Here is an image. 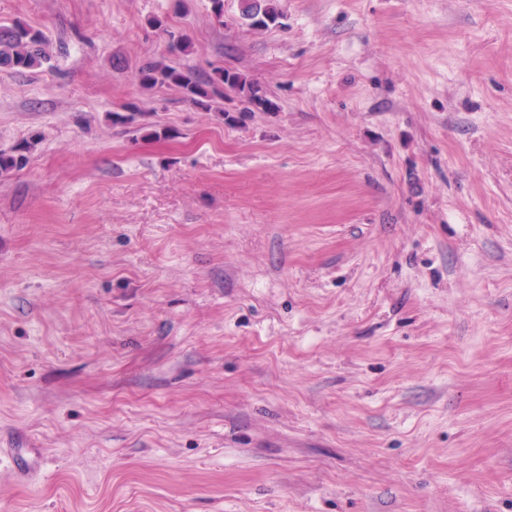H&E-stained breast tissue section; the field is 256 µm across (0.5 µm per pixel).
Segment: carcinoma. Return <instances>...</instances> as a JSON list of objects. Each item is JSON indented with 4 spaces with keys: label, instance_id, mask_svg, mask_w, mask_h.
<instances>
[{
    "label": "carcinoma",
    "instance_id": "obj_1",
    "mask_svg": "<svg viewBox=\"0 0 512 512\" xmlns=\"http://www.w3.org/2000/svg\"><path fill=\"white\" fill-rule=\"evenodd\" d=\"M241 18L256 27L268 28L278 24L281 13L273 0H241ZM49 61L45 51V36L39 30L23 25L0 26V68L24 71L43 66ZM140 83L149 89L173 88L192 105L209 111L215 99L224 98V91L232 92L244 105L243 111L254 109L272 111L276 105L261 93L243 74L219 68L207 77H200L185 69L158 60H148L138 68ZM26 156L22 149L0 151V175L22 168Z\"/></svg>",
    "mask_w": 512,
    "mask_h": 512
}]
</instances>
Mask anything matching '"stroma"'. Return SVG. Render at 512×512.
Here are the masks:
<instances>
[{"instance_id":"stroma-1","label":"stroma","mask_w":512,"mask_h":512,"mask_svg":"<svg viewBox=\"0 0 512 512\" xmlns=\"http://www.w3.org/2000/svg\"><path fill=\"white\" fill-rule=\"evenodd\" d=\"M275 3L0 0V512H512V0ZM273 2V0H241V18L248 21L252 27L275 26L282 15ZM45 36L23 25L0 26V68L24 71L42 67L49 61ZM137 77L145 88H173L192 105L209 111L216 98L224 99V90L232 92L244 105L242 111H272L276 105L243 74L219 68L212 75L200 77L185 69L158 60H148L138 68Z\"/></svg>"}]
</instances>
